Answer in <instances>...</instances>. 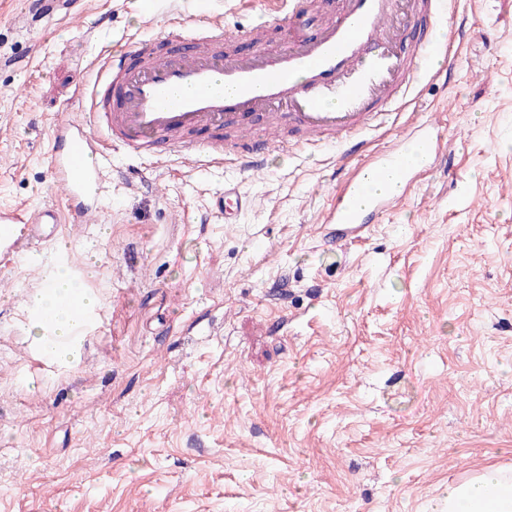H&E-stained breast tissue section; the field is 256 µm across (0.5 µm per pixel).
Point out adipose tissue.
I'll list each match as a JSON object with an SVG mask.
<instances>
[{
  "instance_id": "adipose-tissue-1",
  "label": "adipose tissue",
  "mask_w": 512,
  "mask_h": 512,
  "mask_svg": "<svg viewBox=\"0 0 512 512\" xmlns=\"http://www.w3.org/2000/svg\"><path fill=\"white\" fill-rule=\"evenodd\" d=\"M98 304V296L66 272L50 271L42 286L28 296L38 353L57 365L77 363L81 344L75 310L90 312ZM441 512H512V469L492 465L449 484Z\"/></svg>"
}]
</instances>
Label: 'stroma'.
Returning <instances> with one entry per match:
<instances>
[{
  "label": "stroma",
  "instance_id": "stroma-1",
  "mask_svg": "<svg viewBox=\"0 0 512 512\" xmlns=\"http://www.w3.org/2000/svg\"><path fill=\"white\" fill-rule=\"evenodd\" d=\"M0 0V210L62 207L51 133L77 81L151 10L240 20V0ZM449 78L407 121L436 167L361 239L322 241L331 146L188 172L112 150L100 213L0 261V512H438L450 482L512 466V0H453ZM37 57H30V50ZM253 205L225 223L213 197ZM68 251H58V243ZM68 266L100 305L79 362L30 344L28 294Z\"/></svg>",
  "mask_w": 512,
  "mask_h": 512
}]
</instances>
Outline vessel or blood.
<instances>
[{
	"instance_id": "b4317fda",
	"label": "vessel or blood",
	"mask_w": 512,
	"mask_h": 512,
	"mask_svg": "<svg viewBox=\"0 0 512 512\" xmlns=\"http://www.w3.org/2000/svg\"><path fill=\"white\" fill-rule=\"evenodd\" d=\"M304 0H273L287 24L280 46L234 52L251 24L196 26L174 21L159 39L167 53L128 42L99 67L85 98L88 116L62 120L53 129L52 175L67 201L56 208L0 212V253L17 254L22 239L42 225L86 224L97 211L106 146L137 157L176 156L193 163L232 158L242 171L261 172L273 149H285L278 127L288 124L300 144H333L354 159L332 191L323 216L336 247L362 237L398 205L402 190L439 158L438 127H410L385 150L371 152L366 133L409 96L418 72L444 78L448 53L435 37L447 0H339L316 31L300 24ZM394 175L400 191L382 194L372 183ZM249 199L225 182L215 205L234 223Z\"/></svg>"
}]
</instances>
